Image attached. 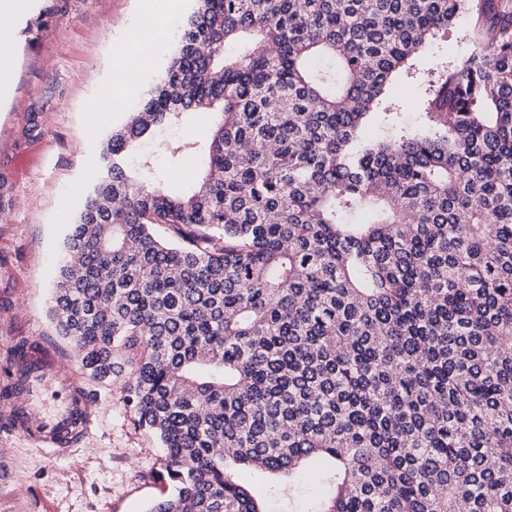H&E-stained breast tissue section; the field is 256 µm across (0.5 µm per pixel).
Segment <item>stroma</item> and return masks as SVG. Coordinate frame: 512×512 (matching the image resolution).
Listing matches in <instances>:
<instances>
[{
    "mask_svg": "<svg viewBox=\"0 0 512 512\" xmlns=\"http://www.w3.org/2000/svg\"><path fill=\"white\" fill-rule=\"evenodd\" d=\"M143 0H28L12 41L0 43V63H12L11 93L0 99V343L42 341L62 369L79 375L98 415L76 457H50L13 425L0 403V512H147L170 491L160 443L138 427L121 382L83 373L73 346L49 313L56 262L88 191L98 153L165 71L179 22L196 8H162L164 22L144 61L138 88L119 108L96 111L114 96L108 78L136 57L114 48L140 33ZM474 21L461 16L447 36L427 41L392 79L378 109L394 127L429 131L432 88L472 50ZM98 82H89L88 72Z\"/></svg>",
    "mask_w": 512,
    "mask_h": 512,
    "instance_id": "stroma-1",
    "label": "stroma"
}]
</instances>
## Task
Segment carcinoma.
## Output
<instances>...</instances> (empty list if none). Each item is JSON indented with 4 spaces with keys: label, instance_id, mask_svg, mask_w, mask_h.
<instances>
[{
    "label": "carcinoma",
    "instance_id": "1",
    "mask_svg": "<svg viewBox=\"0 0 512 512\" xmlns=\"http://www.w3.org/2000/svg\"><path fill=\"white\" fill-rule=\"evenodd\" d=\"M463 13L437 129L363 138ZM158 128L191 189L140 153ZM50 316L159 438L148 512H265L239 469L315 476L298 512H512V0H197L100 153Z\"/></svg>",
    "mask_w": 512,
    "mask_h": 512
}]
</instances>
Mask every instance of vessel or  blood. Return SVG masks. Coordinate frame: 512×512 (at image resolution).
I'll return each instance as SVG.
<instances>
[{
  "instance_id": "1",
  "label": "vessel or blood",
  "mask_w": 512,
  "mask_h": 512,
  "mask_svg": "<svg viewBox=\"0 0 512 512\" xmlns=\"http://www.w3.org/2000/svg\"><path fill=\"white\" fill-rule=\"evenodd\" d=\"M9 376L10 385L21 393L20 399L11 404L18 430L50 454L74 452L97 416L84 387L74 378L61 376L53 352L36 344L27 347L22 359L14 361ZM47 390L60 395L63 403L52 412L38 411L35 400Z\"/></svg>"
}]
</instances>
